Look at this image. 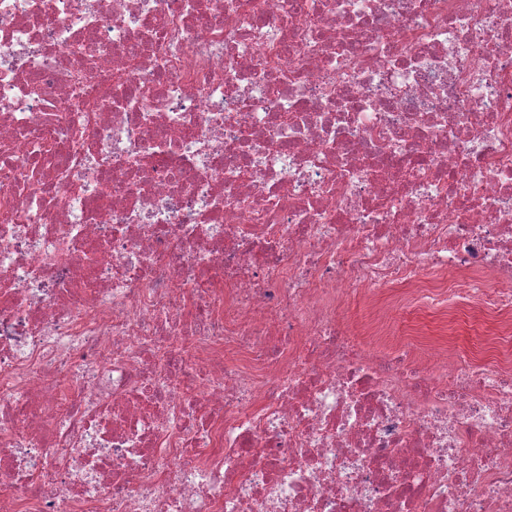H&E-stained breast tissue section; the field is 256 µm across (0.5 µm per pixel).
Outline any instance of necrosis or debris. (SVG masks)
Segmentation results:
<instances>
[{
  "instance_id": "4bbe7bcc",
  "label": "necrosis or debris",
  "mask_w": 512,
  "mask_h": 512,
  "mask_svg": "<svg viewBox=\"0 0 512 512\" xmlns=\"http://www.w3.org/2000/svg\"><path fill=\"white\" fill-rule=\"evenodd\" d=\"M252 1L0 0V512H512V361L342 314L512 346V0ZM416 329L429 339H444L448 340V320L446 321L441 316H431L428 314H421L415 321ZM447 333V335H445Z\"/></svg>"
}]
</instances>
